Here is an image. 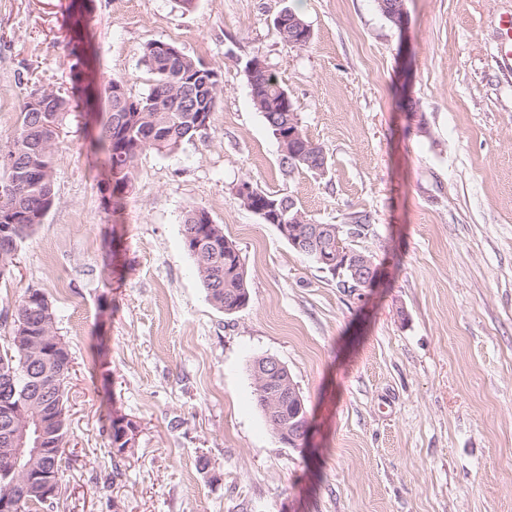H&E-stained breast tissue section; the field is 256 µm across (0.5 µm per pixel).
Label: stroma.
I'll return each mask as SVG.
<instances>
[{
	"mask_svg": "<svg viewBox=\"0 0 512 512\" xmlns=\"http://www.w3.org/2000/svg\"><path fill=\"white\" fill-rule=\"evenodd\" d=\"M70 0H0V143L32 83L71 90ZM83 0L90 69L135 96L141 56L175 44L218 71L203 136L143 152L114 210L97 113L56 150L54 198L0 279V311L39 291L71 352L53 512H512V0ZM291 9L298 48L274 20ZM265 60L327 159L285 173L244 67ZM290 197L315 224L363 222L377 281L347 288L236 192ZM206 209L239 249L250 300L207 298L182 240ZM273 357L306 401L279 440L251 366ZM135 443L110 451L113 414ZM278 17H281L279 25L276 24V19ZM278 17L275 18L274 25L281 39L285 43L296 46L299 45L296 43L301 42L302 44L298 47H303L310 42L311 30L309 25H307L306 22L297 14L291 10L284 9ZM497 31L499 35L497 53L504 68L510 71L512 69V13L499 16ZM112 421H114V426L116 429H120V443L128 440L126 442L120 444L118 447H115V444L118 442V433L115 432L112 435ZM110 436H111V445H112V453L116 456L122 455L120 451H115L113 448H122L121 452L124 454L128 451L129 448L133 446L135 443V439L137 436V427L136 425L128 418H126L122 414H113L112 419L110 421ZM126 444V445H125ZM125 445V448H123Z\"/></svg>",
	"mask_w": 512,
	"mask_h": 512,
	"instance_id": "35a3bbf8",
	"label": "stroma"
}]
</instances>
